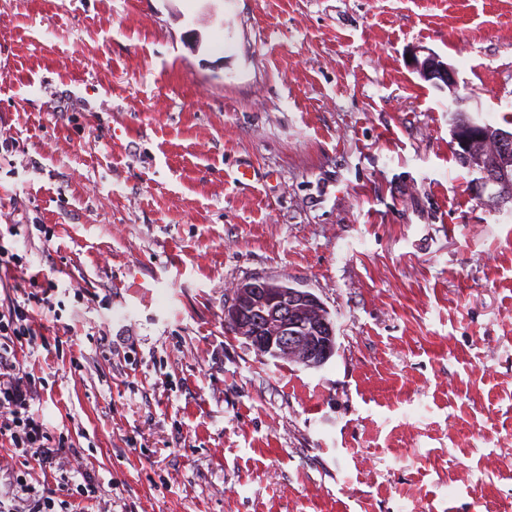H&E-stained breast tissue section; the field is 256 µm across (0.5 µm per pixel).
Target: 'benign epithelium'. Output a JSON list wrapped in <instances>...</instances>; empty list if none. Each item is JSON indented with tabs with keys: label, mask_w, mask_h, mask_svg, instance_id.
I'll use <instances>...</instances> for the list:
<instances>
[{
	"label": "benign epithelium",
	"mask_w": 512,
	"mask_h": 512,
	"mask_svg": "<svg viewBox=\"0 0 512 512\" xmlns=\"http://www.w3.org/2000/svg\"><path fill=\"white\" fill-rule=\"evenodd\" d=\"M412 65L427 81L455 86L454 69L433 53L422 60L413 57ZM485 132L486 127L474 124L459 131L454 140L464 148L470 140L485 137ZM308 304L315 306L317 300L305 289L253 279L239 290L224 318L259 356H286L306 369H319L335 353V326L322 315L307 314Z\"/></svg>",
	"instance_id": "1"
}]
</instances>
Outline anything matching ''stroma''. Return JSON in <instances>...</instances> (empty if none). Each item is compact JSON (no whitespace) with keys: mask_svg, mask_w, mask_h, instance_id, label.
I'll return each instance as SVG.
<instances>
[{"mask_svg":"<svg viewBox=\"0 0 512 512\" xmlns=\"http://www.w3.org/2000/svg\"><path fill=\"white\" fill-rule=\"evenodd\" d=\"M456 110L512 114V0H0V239L54 307L17 361L62 443L48 478L0 445V478L89 476L87 512H512V209L472 196ZM254 277L323 303L328 363L227 331ZM412 65L420 76L433 84H444L454 87L456 83L455 71L447 63H444L439 56L429 53L422 61L417 56L412 58Z\"/></svg>","mask_w":512,"mask_h":512,"instance_id":"stroma-1","label":"stroma"}]
</instances>
